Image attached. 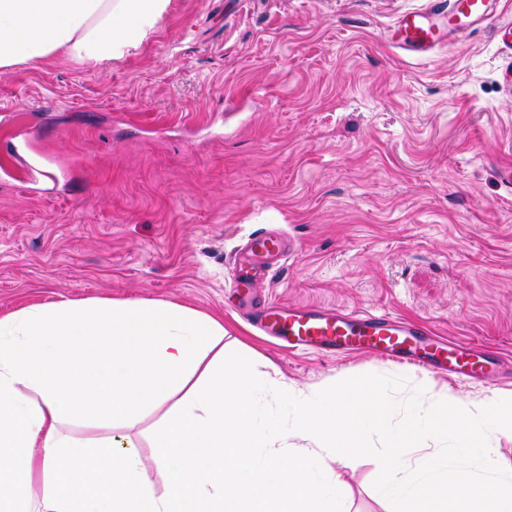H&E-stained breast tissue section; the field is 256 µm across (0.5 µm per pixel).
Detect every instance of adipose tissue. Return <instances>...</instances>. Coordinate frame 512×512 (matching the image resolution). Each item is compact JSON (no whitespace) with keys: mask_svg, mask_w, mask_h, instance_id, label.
I'll return each mask as SVG.
<instances>
[{"mask_svg":"<svg viewBox=\"0 0 512 512\" xmlns=\"http://www.w3.org/2000/svg\"><path fill=\"white\" fill-rule=\"evenodd\" d=\"M169 0H0V72L65 55L101 65ZM224 323L172 303L54 301L0 317V512H350L341 467L375 459L401 512H512V391L409 402L372 384L305 392L224 355ZM273 394L288 422L261 399ZM154 425V479L132 431ZM110 428L77 439L74 421ZM171 404L169 402L166 406L153 410L147 413L146 417L144 418L143 422L139 425V427L136 429L137 437L143 448L142 450V470H143V476L147 479H153L154 475V468H153V461H152V448L148 447V438L149 433L152 424L164 413V411L167 409V407Z\"/></svg>","mask_w":512,"mask_h":512,"instance_id":"1","label":"adipose tissue"}]
</instances>
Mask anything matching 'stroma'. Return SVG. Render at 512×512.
<instances>
[{"instance_id": "35a3bbf8", "label": "stroma", "mask_w": 512, "mask_h": 512, "mask_svg": "<svg viewBox=\"0 0 512 512\" xmlns=\"http://www.w3.org/2000/svg\"><path fill=\"white\" fill-rule=\"evenodd\" d=\"M432 0H170L124 57L0 74V317L50 301L172 302L310 390L371 383L398 406L512 391V52L491 24L413 59L386 39ZM294 252L257 302L425 322L488 357L439 377L368 352L289 349L236 313L234 263ZM351 512H391L371 459ZM288 250H292V244L279 235L260 233L251 239L247 254L248 260H242L235 263L234 288H241L242 285L252 284L261 274L258 262L266 256H277Z\"/></svg>"}]
</instances>
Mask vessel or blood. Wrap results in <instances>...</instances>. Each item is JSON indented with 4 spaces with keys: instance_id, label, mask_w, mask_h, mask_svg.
Returning <instances> with one entry per match:
<instances>
[{
    "instance_id": "1",
    "label": "vessel or blood",
    "mask_w": 512,
    "mask_h": 512,
    "mask_svg": "<svg viewBox=\"0 0 512 512\" xmlns=\"http://www.w3.org/2000/svg\"><path fill=\"white\" fill-rule=\"evenodd\" d=\"M496 0H437L431 11L402 17L390 33L389 40L407 54L423 58L442 44L445 33L465 34L484 21H494L498 41L512 50V18L496 16ZM287 244L281 236L261 233L251 239L248 259L235 264V285H249L261 274L260 259L285 253ZM275 335L289 343L306 345L318 353L335 356L351 350L369 349L397 359H410L407 336H424L428 330L417 324L411 327L387 315L362 314L329 309L318 305L290 306L271 303L260 313Z\"/></svg>"
}]
</instances>
